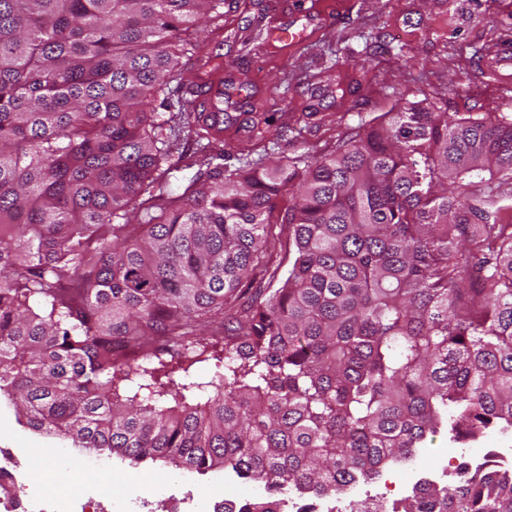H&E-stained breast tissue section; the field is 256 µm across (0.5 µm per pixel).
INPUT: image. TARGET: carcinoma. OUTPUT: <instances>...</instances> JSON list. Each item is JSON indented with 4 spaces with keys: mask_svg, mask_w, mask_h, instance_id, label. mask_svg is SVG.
I'll list each match as a JSON object with an SVG mask.
<instances>
[{
    "mask_svg": "<svg viewBox=\"0 0 512 512\" xmlns=\"http://www.w3.org/2000/svg\"><path fill=\"white\" fill-rule=\"evenodd\" d=\"M223 4L0 0V400L133 468L268 494L215 512L331 496L439 434L512 433V115L399 101L329 153L231 168L208 113L183 102L163 137L151 109L182 89L172 47ZM183 132L200 152L174 161ZM274 224L291 261L251 294L278 277ZM210 328L224 393L121 398L139 372L115 342L194 364ZM404 512H512V473L426 485ZM272 233L277 238V251L274 255V265L281 263L278 278L270 282L269 275H260L257 277L251 288H262L265 292L274 291L280 284V278L288 270V230L277 224L272 226ZM276 256V257H275Z\"/></svg>",
    "mask_w": 512,
    "mask_h": 512,
    "instance_id": "cac0c4a2",
    "label": "carcinoma"
}]
</instances>
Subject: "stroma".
<instances>
[{
  "label": "stroma",
  "mask_w": 512,
  "mask_h": 512,
  "mask_svg": "<svg viewBox=\"0 0 512 512\" xmlns=\"http://www.w3.org/2000/svg\"><path fill=\"white\" fill-rule=\"evenodd\" d=\"M289 27L300 40H272V30ZM211 56L213 86L223 87L224 154L237 164L249 148L247 128L275 115L300 122V132L268 139V159L303 153L321 155L359 126L389 111L399 98L447 99L452 112L512 114V66L494 72L499 49L512 43V0H226L224 27L203 22L197 31ZM213 361L176 372L172 394L190 402L223 392ZM0 446L30 449L37 465L46 447L73 448L71 440L24 427L15 410L0 406ZM162 489L139 498L136 512H192V501L226 488L241 497V483L226 481L221 469L189 477L151 464ZM94 497L101 505L126 502L114 478L86 481L83 472L42 490L34 498Z\"/></svg>",
  "instance_id": "1"
}]
</instances>
